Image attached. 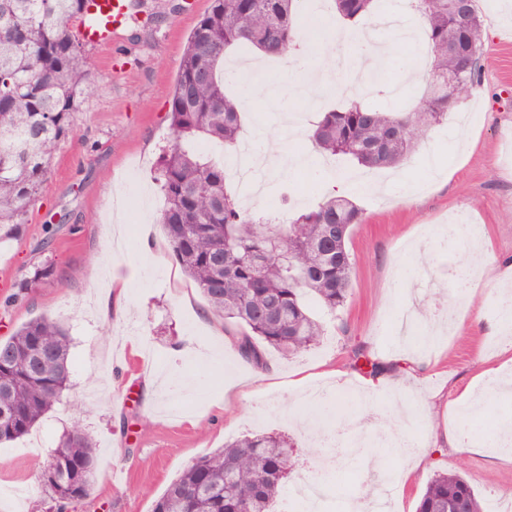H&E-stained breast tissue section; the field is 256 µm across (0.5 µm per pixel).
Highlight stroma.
Returning <instances> with one entry per match:
<instances>
[{
  "label": "stroma",
  "instance_id": "1",
  "mask_svg": "<svg viewBox=\"0 0 512 512\" xmlns=\"http://www.w3.org/2000/svg\"><path fill=\"white\" fill-rule=\"evenodd\" d=\"M209 6L210 0H142L136 20L111 47H88L91 90L74 114L75 135L60 143L27 223L0 244V338L48 316L68 329L72 361L63 403L28 435L0 444V512H47L49 494L37 470L51 462L77 421L96 433L99 454L94 493L76 512H151L197 457L246 434L274 430L303 449L317 430L298 425L304 393L289 391L288 381L320 364L331 373L311 385L326 393L330 445L308 457L304 475L316 476L326 460L342 463L354 442L362 444L358 465L344 469L339 493H326L322 512H346L352 499L369 498L381 472L403 468L413 471L405 512H413L427 483L446 471L461 472L487 510L512 503V463L430 445L431 434L448 423L474 426L480 435L512 421V393L476 378L481 361L497 363L511 341L490 330L501 318L492 302L498 289L488 278L476 281L480 318L468 319L459 332L448 325L441 310L457 304L454 285L463 269L457 245L437 234L459 221L478 225L497 263L512 260V20L486 35L480 87L398 169L391 201L352 191L359 167L345 158L326 184L314 180L320 158L311 135L320 113L350 104L342 89L346 75H335L334 92L302 96L290 93L284 63H270L263 78L269 93L256 95L245 112V134L263 138L265 130L280 128L286 112L301 115L304 130L289 134L286 159L265 173L296 193L284 206L269 199L267 208H283L292 218L327 195L348 194L362 221L347 242L352 288L344 307L324 316L322 342L290 360L269 352L279 369L276 382L228 409L225 391L257 371L225 344L223 320L201 321L207 305L172 259L156 222L163 199L154 180L187 37ZM462 118L474 133L468 152L454 135ZM145 239L154 245L148 257L141 250ZM401 264L416 270L409 282L396 275ZM38 268L44 278L17 296V282ZM107 272L135 283L124 308L102 302ZM107 324L112 334L106 338L100 330ZM356 345L384 361L407 350L422 376H399L398 387L383 386L363 399L349 360ZM469 384L475 406L443 416L438 400ZM371 412L392 416L393 429L412 444L411 455L381 453Z\"/></svg>",
  "mask_w": 512,
  "mask_h": 512
}]
</instances>
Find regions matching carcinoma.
Instances as JSON below:
<instances>
[{
	"mask_svg": "<svg viewBox=\"0 0 512 512\" xmlns=\"http://www.w3.org/2000/svg\"><path fill=\"white\" fill-rule=\"evenodd\" d=\"M301 0H211L193 29L169 101V138L155 173L164 198L156 216L171 256L194 282L211 312L224 320L241 359L266 367L272 348L288 358L319 344L325 331L311 313L315 301L342 308L354 263L347 248L361 211L332 195L288 224L256 219L241 209L225 163L192 144L241 142L240 99L224 89L228 52L250 49L283 58L295 46ZM340 17H369L379 0H333ZM463 60L448 55L457 37L449 0H412L424 28L429 67L406 110L353 103L323 113L312 134L320 155L345 156L369 169H392L420 150L426 131L448 120V73L464 93L480 84L484 19L468 0ZM88 0H0V240L26 223L59 144L74 130V112L88 91L89 58L78 35ZM68 331L48 317L20 325L0 341V444L28 434L70 386ZM351 366L372 376L388 365L358 346ZM99 444L75 423L54 451L57 482L47 485L56 512L69 497L90 498ZM299 467L277 433L243 436L199 457L154 503L152 512H273L286 480ZM464 490L469 512H484L472 485L458 473L436 475L416 512H448Z\"/></svg>",
	"mask_w": 512,
	"mask_h": 512,
	"instance_id": "1",
	"label": "carcinoma"
}]
</instances>
